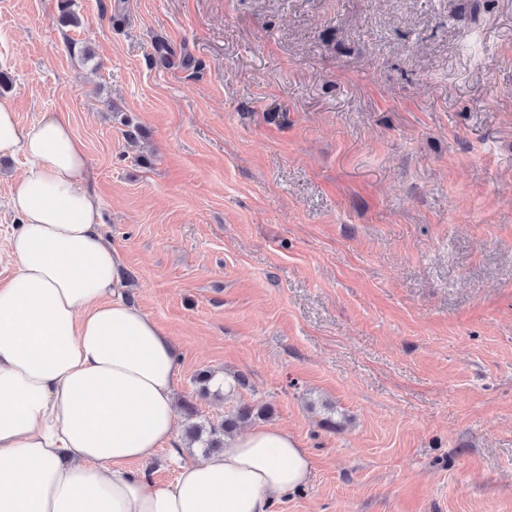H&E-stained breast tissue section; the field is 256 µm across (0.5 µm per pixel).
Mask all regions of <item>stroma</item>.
Instances as JSON below:
<instances>
[{"label":"stroma","instance_id":"obj_1","mask_svg":"<svg viewBox=\"0 0 512 512\" xmlns=\"http://www.w3.org/2000/svg\"><path fill=\"white\" fill-rule=\"evenodd\" d=\"M61 4L0 0V97L84 142L176 442L263 406L276 512H512V0Z\"/></svg>","mask_w":512,"mask_h":512}]
</instances>
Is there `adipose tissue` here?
I'll return each instance as SVG.
<instances>
[{
	"label": "adipose tissue",
	"instance_id": "1",
	"mask_svg": "<svg viewBox=\"0 0 512 512\" xmlns=\"http://www.w3.org/2000/svg\"><path fill=\"white\" fill-rule=\"evenodd\" d=\"M23 154L19 215L0 280V512H273L311 461L264 425L154 484L144 463L172 447L179 355L126 301L119 250L86 187L85 146L49 113L20 126L0 98V155Z\"/></svg>",
	"mask_w": 512,
	"mask_h": 512
}]
</instances>
